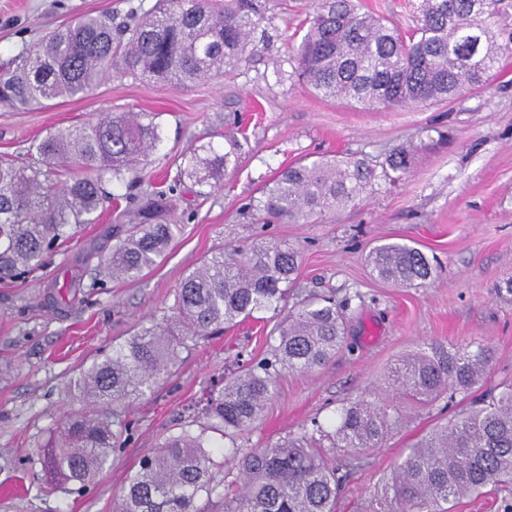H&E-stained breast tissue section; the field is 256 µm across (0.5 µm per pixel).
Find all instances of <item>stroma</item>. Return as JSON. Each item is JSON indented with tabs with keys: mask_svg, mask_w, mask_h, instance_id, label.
<instances>
[{
	"mask_svg": "<svg viewBox=\"0 0 512 512\" xmlns=\"http://www.w3.org/2000/svg\"><path fill=\"white\" fill-rule=\"evenodd\" d=\"M155 2L0 0V63L82 16L108 13L126 23ZM262 2L253 45L244 60L225 64L223 76L187 86L112 78L88 96L46 108H0V154L25 164L37 160L36 139L108 112L146 113L161 136L146 164L127 175L119 201L104 202L96 223L27 278L0 280V512H112L126 475L178 432L187 407L212 380L232 381L243 364L266 356L278 319L271 310L200 340L170 379L122 409L129 436L93 482H48L40 451L67 414L81 411V371L167 314L182 280L204 260L260 239L299 249L301 294L330 292L348 301V345L314 370L282 372L241 448L329 420L343 403L386 386L392 364L431 341L488 343L494 363L481 391L512 382V53L486 85L446 103L371 109L328 101L292 74V48L312 0ZM231 135L243 140L237 165L203 182L184 177L170 192L168 218L182 227L175 245L139 279L99 283L98 254L110 251L125 211L159 186L174 159L203 146L223 153ZM401 144L415 149L408 172L378 179L355 205L312 224L268 221L257 210L263 188L302 157L347 153L375 165ZM384 242L419 248L434 266L432 277L411 287L379 279L366 256ZM75 275L83 286L72 290ZM462 407L456 401L421 411L393 429L383 447L366 450L337 512H361L404 448Z\"/></svg>",
	"mask_w": 512,
	"mask_h": 512,
	"instance_id": "1",
	"label": "stroma"
}]
</instances>
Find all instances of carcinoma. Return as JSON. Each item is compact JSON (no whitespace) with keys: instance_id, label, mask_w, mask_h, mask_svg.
Here are the masks:
<instances>
[{"instance_id":"carcinoma-1","label":"carcinoma","mask_w":512,"mask_h":512,"mask_svg":"<svg viewBox=\"0 0 512 512\" xmlns=\"http://www.w3.org/2000/svg\"><path fill=\"white\" fill-rule=\"evenodd\" d=\"M503 0H421L414 28L402 31L362 10L355 0H314L306 32L293 49L298 81L317 95L374 106L447 101L485 82L512 51V25ZM261 14L254 0H159L134 24L87 15L24 48L0 72V106L25 109L60 97L87 95L105 78L184 85L240 61ZM142 113L105 116L78 130L49 132L34 145L37 165L0 157V278L18 279L42 267L45 256L75 230L93 223L103 186L121 185L130 168L160 142L158 126ZM239 145L212 157L195 153L177 167L174 183L204 166L227 169ZM411 165L403 147L382 164L386 176ZM60 169L69 178L56 186ZM378 174L365 160L319 157L281 169L262 191L259 209L289 224H310L343 209L373 188ZM167 194L138 203L124 237L100 256L110 278L135 280L154 267L181 232L161 222ZM368 261L384 280L414 286L432 272L418 248L398 242L371 249ZM300 253L286 243H256L226 261L218 254L188 274L170 314L138 328L84 369L78 381L93 412L66 417L43 446V466L59 483L86 485L121 445L118 409L173 375L199 340L253 314L283 308L269 356L206 394L202 413L230 446L207 429L186 425L127 475L113 512H204L202 500L224 498L225 512H336L361 453L382 447L388 433L414 412L466 396L492 369L494 353L481 341L424 344L397 360L389 379L399 399L361 398L341 406L332 430L316 422L264 448L241 451L237 437L260 420L283 370L311 371L344 347L342 310L330 297L288 305ZM222 457L223 465L215 458ZM512 484V384L473 402L405 449L375 488L364 512H451L448 504Z\"/></svg>"}]
</instances>
